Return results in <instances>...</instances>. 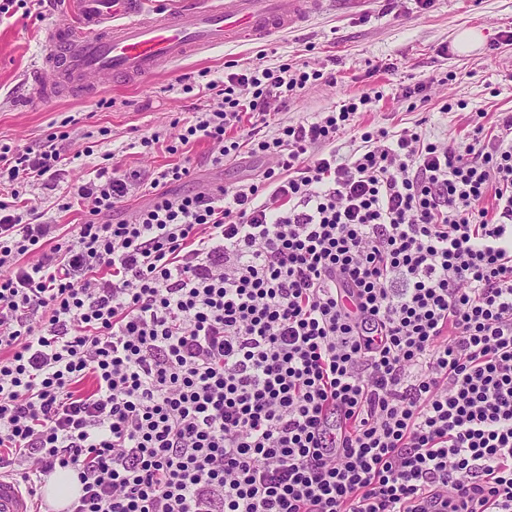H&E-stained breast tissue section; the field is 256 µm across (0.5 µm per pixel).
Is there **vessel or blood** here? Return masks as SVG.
I'll return each mask as SVG.
<instances>
[{
  "label": "vessel or blood",
  "instance_id": "obj_1",
  "mask_svg": "<svg viewBox=\"0 0 512 512\" xmlns=\"http://www.w3.org/2000/svg\"><path fill=\"white\" fill-rule=\"evenodd\" d=\"M322 0H208L180 13L147 15L142 0H73L52 24L49 51L36 65L41 98L132 83L235 38L262 39L300 26ZM0 512H29L18 481L0 476Z\"/></svg>",
  "mask_w": 512,
  "mask_h": 512
}]
</instances>
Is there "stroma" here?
<instances>
[{
	"mask_svg": "<svg viewBox=\"0 0 512 512\" xmlns=\"http://www.w3.org/2000/svg\"><path fill=\"white\" fill-rule=\"evenodd\" d=\"M58 12L52 0H32L29 16L0 20V143L35 149L51 133L67 129L69 136L60 147L74 162L65 174L19 188L21 197L55 225L59 240L86 220L78 192L108 162L141 177L122 205L123 215L151 201L147 174L180 158L162 148L143 153L140 138L156 133L170 139L208 104V97L197 91L204 77L223 76L229 65L287 63L335 73V83L310 85L286 111L271 115V134L278 124L311 121L318 113L340 109L361 91L377 92L378 100L357 115L354 128L337 136L336 152L342 158L350 155L363 127L398 131L418 124L427 136L459 141L476 120L488 125L498 113L512 112V43L506 39L512 31V0H435L426 11L416 0H402L397 14L383 12L379 0H338L336 6L311 13L291 32L234 39L135 84L107 83L51 101L27 97L33 68L47 50ZM469 28L481 32L482 42L462 54L455 38ZM420 84L426 85L429 100L410 108L402 91ZM447 99L463 102V110L441 113ZM211 151L205 142L189 145L188 156L198 166L196 177L174 184V191L185 194L199 183L230 187L245 178L248 161L215 167L209 162Z\"/></svg>",
	"mask_w": 512,
	"mask_h": 512,
	"instance_id": "stroma-1",
	"label": "stroma"
}]
</instances>
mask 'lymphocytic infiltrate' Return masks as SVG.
Wrapping results in <instances>:
<instances>
[{"mask_svg":"<svg viewBox=\"0 0 512 512\" xmlns=\"http://www.w3.org/2000/svg\"><path fill=\"white\" fill-rule=\"evenodd\" d=\"M323 77L206 82L167 151L265 157L238 185L170 194L176 164L126 219L101 168L48 252L43 212L0 199V475L72 470L70 512H512V114L338 160L364 91L265 135ZM66 164L52 137L1 144L0 186Z\"/></svg>","mask_w":512,"mask_h":512,"instance_id":"lymphocytic-infiltrate-1","label":"lymphocytic infiltrate"}]
</instances>
